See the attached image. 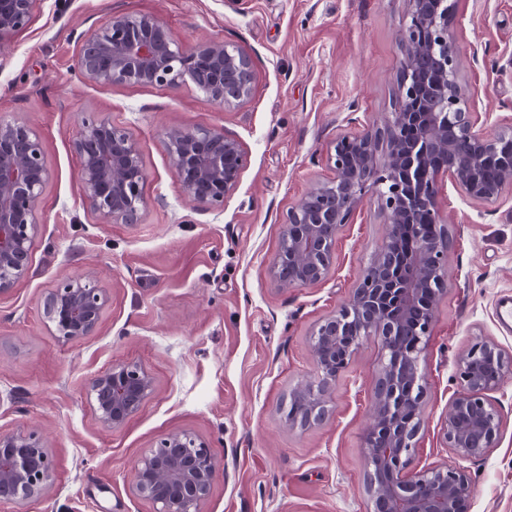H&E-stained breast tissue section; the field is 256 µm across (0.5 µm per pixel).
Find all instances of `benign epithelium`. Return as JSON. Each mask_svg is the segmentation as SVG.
<instances>
[{
  "label": "benign epithelium",
  "mask_w": 512,
  "mask_h": 512,
  "mask_svg": "<svg viewBox=\"0 0 512 512\" xmlns=\"http://www.w3.org/2000/svg\"><path fill=\"white\" fill-rule=\"evenodd\" d=\"M40 0H0V38L26 29ZM458 0H406L399 26L403 54L398 104L380 124L336 138L327 155L332 176L311 186L289 209L280 247L268 268L282 289L318 285L330 276L339 229L375 191L385 235L349 300L311 333L316 378L291 394L286 419L302 428L328 414L329 389L368 339L379 366L363 429L372 512H467L471 482L461 464L410 470L426 393L421 353L448 283V232L439 196L452 181L480 203L496 202L512 185V125L494 134L475 129L462 83L464 60L451 22ZM79 78L95 85L177 86L184 78L231 108L253 89L251 60L222 40L186 52L150 14L111 13L82 40ZM166 150L183 194L224 207L248 165L240 141L222 129L165 132ZM73 151L84 199L103 224H133L147 205L140 147L105 116L81 118ZM50 180L40 134L0 118V295L28 273L44 223L38 201ZM97 278L69 277L49 289L42 316L68 343L92 334L109 303ZM463 391L448 406L444 438L460 460L484 456L501 433L487 394L512 369L496 344L475 343L457 361ZM154 390L142 364L124 361L95 376L88 397L106 428L123 427ZM219 469L209 442L172 433L139 456L130 491L155 512H200ZM55 481L49 441L35 431L0 433V501L46 496Z\"/></svg>",
  "instance_id": "1"
}]
</instances>
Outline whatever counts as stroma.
Segmentation results:
<instances>
[{
    "label": "stroma",
    "instance_id": "35a3bbf8",
    "mask_svg": "<svg viewBox=\"0 0 512 512\" xmlns=\"http://www.w3.org/2000/svg\"><path fill=\"white\" fill-rule=\"evenodd\" d=\"M405 10V0H41L29 27L0 42V117L38 130L51 172L29 271L0 296V430L42 433L56 466L45 498L0 512H154L130 492L133 464L179 431L209 441L221 461L201 512H370L362 429L376 344L364 342L330 388L324 422L293 427L281 408L316 375L313 327L346 302L383 238L375 193L340 229L325 282L283 291L268 268L289 208L330 176L331 143L393 111ZM113 12L157 16L186 51L212 39L234 45L252 62L251 96L227 109L189 81L82 82L81 40ZM452 32L470 60L469 106L495 133L512 121V0H460ZM92 113L139 143L148 205L136 223H101L83 198L72 140ZM170 126L241 141L248 166L223 208L183 195L164 143ZM440 208L448 287L421 354L416 471L456 461L443 425L462 389L459 356L480 340L512 355V329L494 315L496 298L512 293V186L484 204L452 184ZM97 274L111 291L99 327L59 343L42 319L44 292ZM122 361L145 366L155 387L112 430L87 390ZM489 399L503 426L465 464L468 509L512 512V371Z\"/></svg>",
    "mask_w": 512,
    "mask_h": 512
}]
</instances>
